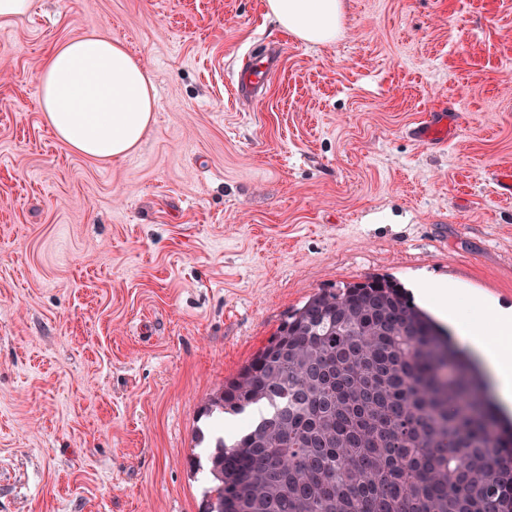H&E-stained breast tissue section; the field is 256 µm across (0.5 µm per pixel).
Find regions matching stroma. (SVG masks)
<instances>
[{"label":"stroma","instance_id":"1","mask_svg":"<svg viewBox=\"0 0 512 512\" xmlns=\"http://www.w3.org/2000/svg\"><path fill=\"white\" fill-rule=\"evenodd\" d=\"M344 4L326 45L264 0H32L0 26V512H200L206 399L319 290L444 283L490 335L470 299L512 308V0ZM92 31L156 90L107 164L39 106L47 47ZM274 60L270 56L252 63L239 76L236 91L241 96L253 97L266 88L274 72Z\"/></svg>","mask_w":512,"mask_h":512}]
</instances>
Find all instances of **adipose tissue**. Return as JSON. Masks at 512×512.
Wrapping results in <instances>:
<instances>
[{
    "instance_id": "obj_1",
    "label": "adipose tissue",
    "mask_w": 512,
    "mask_h": 512,
    "mask_svg": "<svg viewBox=\"0 0 512 512\" xmlns=\"http://www.w3.org/2000/svg\"><path fill=\"white\" fill-rule=\"evenodd\" d=\"M282 31L310 44L334 42L341 32V0H266ZM44 119L67 150L96 162L125 159L152 123L156 106L149 74L126 47L92 33L56 44L38 72ZM424 299L449 319L472 359L486 374L502 409L512 411V358L501 341L512 338V309L492 311L497 339L469 325L447 288L420 287Z\"/></svg>"
}]
</instances>
